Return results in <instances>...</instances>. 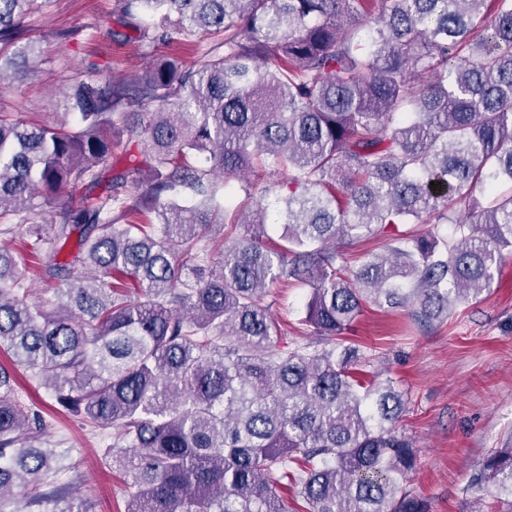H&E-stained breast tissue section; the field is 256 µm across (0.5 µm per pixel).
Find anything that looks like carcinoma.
<instances>
[{"label": "carcinoma", "mask_w": 512, "mask_h": 512, "mask_svg": "<svg viewBox=\"0 0 512 512\" xmlns=\"http://www.w3.org/2000/svg\"><path fill=\"white\" fill-rule=\"evenodd\" d=\"M53 2L0 0L1 81L27 71V18ZM116 4L143 48H209L129 80L91 62L54 125L0 112V348L112 435L126 512H290L280 484L299 512H420L401 493L405 392L362 382L369 356L342 335L368 305L444 320L512 253V0ZM280 171L271 221L262 178ZM21 233L53 242L50 308L9 247ZM379 237L348 270L336 241ZM291 283L310 329L292 347L274 310ZM48 427L0 368V512H91ZM487 483L490 512H512V448L469 488Z\"/></svg>", "instance_id": "obj_1"}]
</instances>
